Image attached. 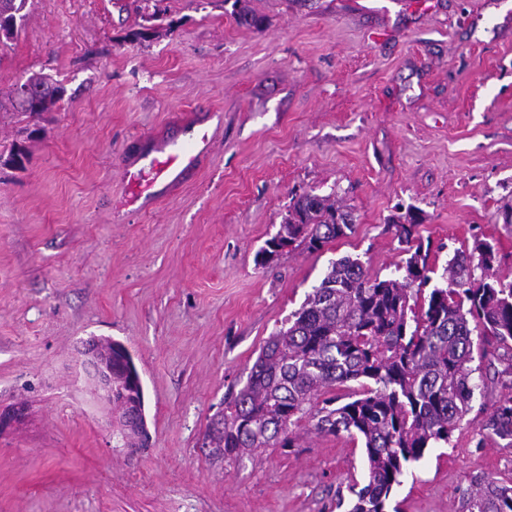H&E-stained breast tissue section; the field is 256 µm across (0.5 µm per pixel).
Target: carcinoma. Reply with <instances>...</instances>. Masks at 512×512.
<instances>
[{"mask_svg": "<svg viewBox=\"0 0 512 512\" xmlns=\"http://www.w3.org/2000/svg\"><path fill=\"white\" fill-rule=\"evenodd\" d=\"M26 2L0 0V44L17 32ZM62 95L48 78L31 77L15 87L12 104L37 114ZM391 222L408 253L405 266H397L404 275L372 277L357 258L331 262L288 327L268 337L246 385L206 434L213 453L226 458L251 448H291L292 428L304 419L320 433L361 440L366 479L350 488L349 512H386L407 466L449 441L479 387L470 367L473 335L512 350V280L494 269L495 245L474 235L427 292L435 270L416 238L419 213L410 208ZM354 223L339 202L304 194L261 251L263 260L294 245L319 251ZM501 362L492 377L501 390L486 427L512 440V355ZM349 382L360 390L343 403L333 391ZM461 508L512 512V486L484 476L464 493Z\"/></svg>", "mask_w": 512, "mask_h": 512, "instance_id": "cac0c4a2", "label": "carcinoma"}]
</instances>
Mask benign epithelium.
<instances>
[{
	"mask_svg": "<svg viewBox=\"0 0 512 512\" xmlns=\"http://www.w3.org/2000/svg\"><path fill=\"white\" fill-rule=\"evenodd\" d=\"M102 342L91 339L84 344L81 351L83 364L92 374L99 386L106 392L109 401H117L120 427L125 434H135L139 438L147 439V430L144 416V406H137V410H131L132 404L126 403V399H116L118 386L115 384V376L112 371V343H107L109 352L103 353L99 347Z\"/></svg>",
	"mask_w": 512,
	"mask_h": 512,
	"instance_id": "obj_1",
	"label": "benign epithelium"
}]
</instances>
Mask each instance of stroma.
<instances>
[{"instance_id":"obj_1","label":"stroma","mask_w":512,"mask_h":512,"mask_svg":"<svg viewBox=\"0 0 512 512\" xmlns=\"http://www.w3.org/2000/svg\"><path fill=\"white\" fill-rule=\"evenodd\" d=\"M29 0L0 47V98L34 75L64 89L37 117L0 107V512H347L360 440L301 422L291 448L214 458L207 427L331 261L403 263L391 218L442 269L474 229L512 280V0ZM207 128L214 149L138 213L123 170ZM23 167L4 161L13 147ZM336 195L346 236L258 252L292 198ZM121 342L149 443L125 448L80 352ZM476 390L448 443L410 464L394 512H458L479 476L512 480V445Z\"/></svg>"}]
</instances>
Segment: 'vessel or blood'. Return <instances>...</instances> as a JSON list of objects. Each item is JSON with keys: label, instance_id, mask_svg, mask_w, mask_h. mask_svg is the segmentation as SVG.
<instances>
[{"label": "vessel or blood", "instance_id": "1", "mask_svg": "<svg viewBox=\"0 0 512 512\" xmlns=\"http://www.w3.org/2000/svg\"><path fill=\"white\" fill-rule=\"evenodd\" d=\"M212 140V135L201 129L187 140L159 142L140 167L127 174L128 181L135 187L132 202H149L158 185L177 187L182 176L209 154Z\"/></svg>", "mask_w": 512, "mask_h": 512}]
</instances>
